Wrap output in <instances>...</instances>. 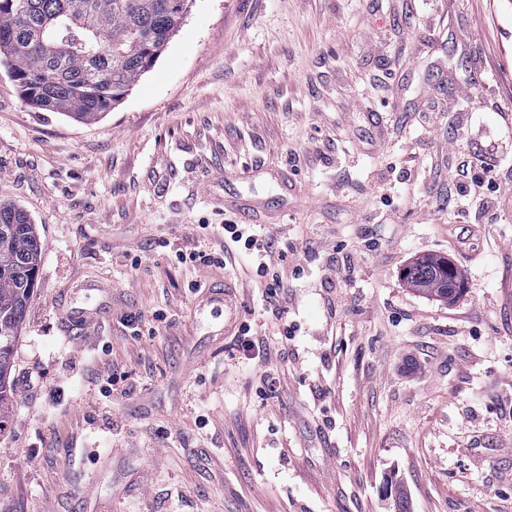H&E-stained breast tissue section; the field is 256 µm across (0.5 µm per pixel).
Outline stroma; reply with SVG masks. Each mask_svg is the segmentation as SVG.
I'll return each mask as SVG.
<instances>
[{
  "label": "stroma",
  "mask_w": 512,
  "mask_h": 512,
  "mask_svg": "<svg viewBox=\"0 0 512 512\" xmlns=\"http://www.w3.org/2000/svg\"><path fill=\"white\" fill-rule=\"evenodd\" d=\"M485 158L512 179V0H193L91 124L0 68V202L42 244L0 512H395L392 475L410 512H512V196L459 192ZM228 222L287 225L276 299L176 258ZM425 254L467 292L408 288ZM228 283L270 360L218 338ZM100 288V292L103 296V300L95 305H84L67 307L64 304L61 305V326L67 333H74L79 336L88 335L97 330L101 324V308L110 304L112 295L109 289Z\"/></svg>",
  "instance_id": "35a3bbf8"
}]
</instances>
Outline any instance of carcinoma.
<instances>
[{"mask_svg": "<svg viewBox=\"0 0 512 512\" xmlns=\"http://www.w3.org/2000/svg\"><path fill=\"white\" fill-rule=\"evenodd\" d=\"M191 0H0V65L36 111L97 121L127 95L178 29ZM0 431L13 395L16 338L37 287L42 247L22 208L0 203ZM415 292L438 301L467 286L440 255L404 269Z\"/></svg>", "mask_w": 512, "mask_h": 512, "instance_id": "carcinoma-1", "label": "carcinoma"}]
</instances>
